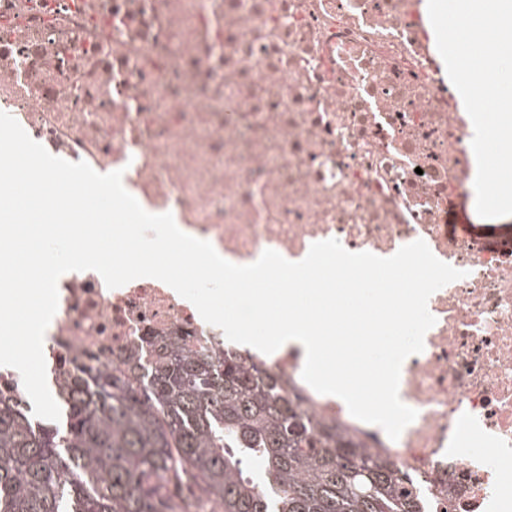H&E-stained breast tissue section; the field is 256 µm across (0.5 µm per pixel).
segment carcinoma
<instances>
[{
    "label": "carcinoma",
    "mask_w": 512,
    "mask_h": 512,
    "mask_svg": "<svg viewBox=\"0 0 512 512\" xmlns=\"http://www.w3.org/2000/svg\"><path fill=\"white\" fill-rule=\"evenodd\" d=\"M56 402L40 421L0 391V512H424L390 462L236 350L86 369ZM169 484L196 491L168 503Z\"/></svg>",
    "instance_id": "carcinoma-1"
}]
</instances>
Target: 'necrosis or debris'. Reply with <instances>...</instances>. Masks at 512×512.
Instances as JSON below:
<instances>
[{"instance_id": "4bbe7bcc", "label": "necrosis or debris", "mask_w": 512, "mask_h": 512, "mask_svg": "<svg viewBox=\"0 0 512 512\" xmlns=\"http://www.w3.org/2000/svg\"><path fill=\"white\" fill-rule=\"evenodd\" d=\"M0 111L54 156L122 171L152 214L247 265L337 239L380 257L421 239L463 278L403 363L416 419L391 440L267 355L318 419L390 458L427 512H512V238L452 224L477 165L473 123L430 41L423 0H0ZM49 389L81 367L226 336L164 282L58 280Z\"/></svg>"}]
</instances>
